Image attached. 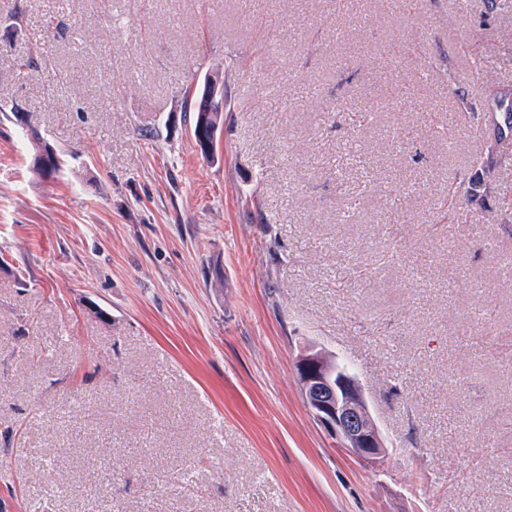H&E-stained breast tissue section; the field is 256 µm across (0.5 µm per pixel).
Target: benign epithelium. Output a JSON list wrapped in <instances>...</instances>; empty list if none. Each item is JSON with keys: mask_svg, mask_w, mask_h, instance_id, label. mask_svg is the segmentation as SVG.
Returning <instances> with one entry per match:
<instances>
[{"mask_svg": "<svg viewBox=\"0 0 512 512\" xmlns=\"http://www.w3.org/2000/svg\"><path fill=\"white\" fill-rule=\"evenodd\" d=\"M294 365L302 375L305 407L340 448L368 461L389 454L359 378L332 363L314 342L300 347Z\"/></svg>", "mask_w": 512, "mask_h": 512, "instance_id": "obj_1", "label": "benign epithelium"}]
</instances>
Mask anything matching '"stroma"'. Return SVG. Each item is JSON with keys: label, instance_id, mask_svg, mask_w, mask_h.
Returning <instances> with one entry per match:
<instances>
[{"label": "stroma", "instance_id": "stroma-1", "mask_svg": "<svg viewBox=\"0 0 512 512\" xmlns=\"http://www.w3.org/2000/svg\"><path fill=\"white\" fill-rule=\"evenodd\" d=\"M467 3L0 0V512H512V5ZM309 339L390 457L313 420ZM223 94L219 97L218 101H210L204 99L203 89L200 98L194 97L191 103V107L188 106V99H186V109L193 113V134L195 138L196 146L202 157L208 159L214 156V143L210 152H207L198 142L196 137V129L201 122L211 128L217 134L221 132L224 127V107L220 106V102L223 101Z\"/></svg>", "mask_w": 512, "mask_h": 512}]
</instances>
